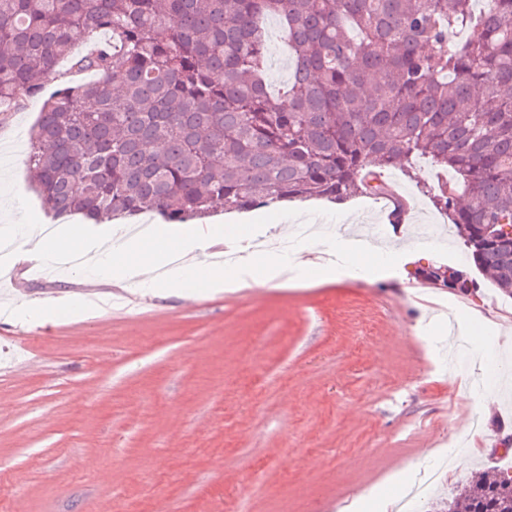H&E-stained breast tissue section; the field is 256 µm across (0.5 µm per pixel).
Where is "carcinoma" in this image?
<instances>
[{
  "label": "carcinoma",
  "instance_id": "1",
  "mask_svg": "<svg viewBox=\"0 0 512 512\" xmlns=\"http://www.w3.org/2000/svg\"><path fill=\"white\" fill-rule=\"evenodd\" d=\"M490 2L0 0V122L43 99L32 185L97 224L388 196L384 171L425 156L454 171L433 205L512 296V238L489 231L512 226V0ZM267 16L295 58L276 96ZM448 512H512V475H475Z\"/></svg>",
  "mask_w": 512,
  "mask_h": 512
}]
</instances>
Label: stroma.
Returning a JSON list of instances; mask_svg holds the SVG:
<instances>
[{"label":"stroma","mask_w":512,"mask_h":512,"mask_svg":"<svg viewBox=\"0 0 512 512\" xmlns=\"http://www.w3.org/2000/svg\"><path fill=\"white\" fill-rule=\"evenodd\" d=\"M268 77L288 86L283 26L268 19ZM40 101L0 124V244H17L48 216L30 186L28 130ZM388 178L409 204L410 224L443 233L417 247L391 276L342 278L220 291L113 293L89 266L44 258L19 275L14 315L0 305V512H347L370 489L405 500V512H439L479 471L512 467V366L502 325L512 298L475 267L448 218L421 184L441 173L424 158ZM383 201L359 196L332 206L313 200L245 212L240 224L216 211L226 242L279 235L289 224H383ZM466 271L476 290L429 286L411 301L427 267ZM96 292H88L89 282ZM53 299L79 316L43 321ZM466 308L449 338L435 308ZM482 344L468 338L475 327ZM496 385L490 417L459 406L449 380ZM485 429L489 452L439 474L449 445Z\"/></svg>","instance_id":"1"}]
</instances>
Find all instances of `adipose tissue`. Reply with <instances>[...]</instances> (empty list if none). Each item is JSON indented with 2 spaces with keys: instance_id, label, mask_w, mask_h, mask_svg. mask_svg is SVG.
Returning a JSON list of instances; mask_svg holds the SVG:
<instances>
[{
  "instance_id": "adipose-tissue-1",
  "label": "adipose tissue",
  "mask_w": 512,
  "mask_h": 512,
  "mask_svg": "<svg viewBox=\"0 0 512 512\" xmlns=\"http://www.w3.org/2000/svg\"><path fill=\"white\" fill-rule=\"evenodd\" d=\"M90 222L62 224L52 236H45L39 225H31L26 238L18 245L16 253L26 261H38L52 255L66 259L80 255L85 262L96 264L108 279L127 283L132 288H226L243 280L265 287L280 282L283 277L298 278L308 275L319 242L311 239L300 249V257L284 258L279 246L273 245L260 252L243 251L235 263L223 266L201 261L200 256L209 239L224 235L223 227L211 229L208 237H168L165 245H158L155 236L120 237L117 244L102 247L93 238ZM408 246L392 249L369 247L353 250L349 241L337 238L336 253L339 266L328 265L320 269L323 279L333 278L336 270L351 277L363 272L365 266L382 267L393 256H405Z\"/></svg>"
}]
</instances>
